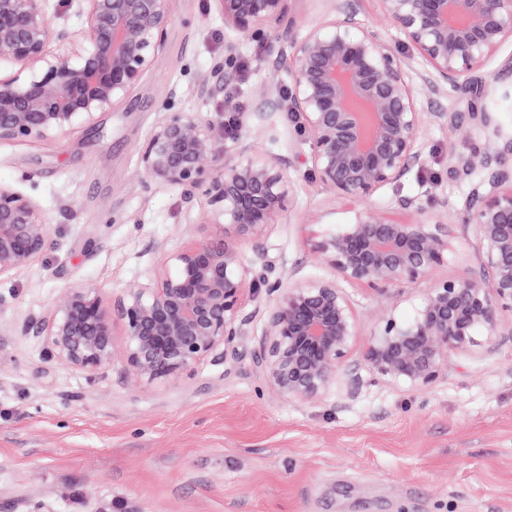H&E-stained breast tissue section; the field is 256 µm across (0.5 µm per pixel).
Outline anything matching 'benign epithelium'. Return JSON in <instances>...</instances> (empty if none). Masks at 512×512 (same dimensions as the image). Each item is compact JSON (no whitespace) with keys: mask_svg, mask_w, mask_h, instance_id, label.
Wrapping results in <instances>:
<instances>
[{"mask_svg":"<svg viewBox=\"0 0 512 512\" xmlns=\"http://www.w3.org/2000/svg\"><path fill=\"white\" fill-rule=\"evenodd\" d=\"M56 2L50 6V2ZM224 24L251 40L280 42L288 72V111L311 147V174L355 220L316 239L314 252L331 279L271 278L265 240L285 212L293 183L285 166L245 144L250 127L228 121L224 131L243 144L230 154L218 122L196 112H165L141 149L144 174L179 189L188 210L206 201L209 234L174 251L148 283L110 299L91 286L66 288L49 315L22 328L42 337L50 357L82 373L121 359L138 382L195 374L242 335L245 296L265 303L253 361L290 400L315 401L333 391L354 397L359 383L347 359L358 336L343 280L370 290L382 304L401 287L430 288L409 321L385 317L370 335L361 362L372 379L421 390L448 373L449 355L489 350L512 339V141L484 106L496 75L483 72L512 40V0H382L407 43L456 96L448 118L465 110L485 132L483 147L448 153L457 177L483 173L472 190L468 222L476 225L479 271L440 278L453 252L437 207L407 198L410 211L393 219L372 204L384 186L423 161L424 112L402 53L352 11L338 12L302 36L287 34L291 0H211ZM84 18L78 33L52 26L50 10ZM171 17L167 0H0V139L62 135L110 110L150 67ZM235 46L217 62L207 91L223 90L235 69ZM50 224L30 197L0 183V278L39 258ZM125 349L117 356L115 321Z\"/></svg>","mask_w":512,"mask_h":512,"instance_id":"benign-epithelium-1","label":"benign epithelium"}]
</instances>
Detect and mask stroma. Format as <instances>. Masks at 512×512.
Instances as JSON below:
<instances>
[{"mask_svg":"<svg viewBox=\"0 0 512 512\" xmlns=\"http://www.w3.org/2000/svg\"><path fill=\"white\" fill-rule=\"evenodd\" d=\"M172 22L150 68L93 121L61 136L0 141V183L30 195L50 220L44 253L0 281V512H512V343L455 355L428 390L363 376L354 400L279 396L254 366L262 300L245 299L243 334L195 375L131 383L122 362L88 375L49 359L23 323L69 287L119 294L150 280L190 237L209 233L204 210L179 190L140 178V145L164 106L252 123L255 150L283 160L289 209L266 240L275 272L331 276L304 225L324 230L355 211L310 174V147L287 109L272 125L261 90L278 48L236 39L211 0H169ZM351 10L390 43L401 34L381 0H292L296 31ZM238 71L222 93L201 84L225 44ZM452 91L423 89L425 161L374 197L396 219L405 197L447 207L455 251L441 274L478 269L466 207L475 182L448 173V152L481 146L468 113L441 119Z\"/></svg>","mask_w":512,"mask_h":512,"instance_id":"1","label":"stroma"}]
</instances>
